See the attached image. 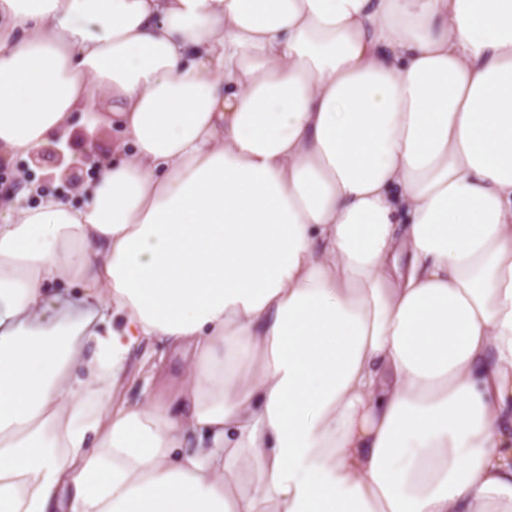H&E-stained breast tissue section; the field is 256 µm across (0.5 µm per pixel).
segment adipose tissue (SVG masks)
<instances>
[{
	"label": "adipose tissue",
	"mask_w": 512,
	"mask_h": 512,
	"mask_svg": "<svg viewBox=\"0 0 512 512\" xmlns=\"http://www.w3.org/2000/svg\"><path fill=\"white\" fill-rule=\"evenodd\" d=\"M80 116L81 205L0 197V512H512V0H0V159ZM185 355L168 351L160 359L149 341H142L133 352L122 377L111 387L106 404L135 401L146 387L148 394L160 404L169 403L185 381ZM149 383L146 386V380Z\"/></svg>",
	"instance_id": "adipose-tissue-1"
}]
</instances>
